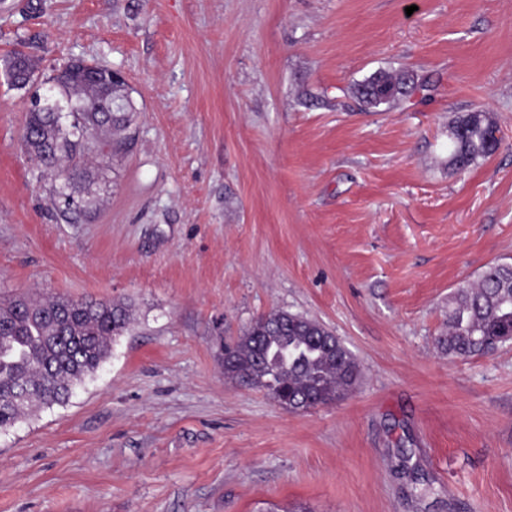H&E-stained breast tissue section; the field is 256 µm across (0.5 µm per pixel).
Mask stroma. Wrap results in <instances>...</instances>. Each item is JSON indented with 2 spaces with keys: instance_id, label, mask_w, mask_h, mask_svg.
I'll list each match as a JSON object with an SVG mask.
<instances>
[{
  "instance_id": "stroma-1",
  "label": "stroma",
  "mask_w": 512,
  "mask_h": 512,
  "mask_svg": "<svg viewBox=\"0 0 512 512\" xmlns=\"http://www.w3.org/2000/svg\"><path fill=\"white\" fill-rule=\"evenodd\" d=\"M17 49L40 77L0 73V297L135 321L0 432V512H512V345L438 348L455 289L512 263V0H0ZM71 59L136 109L76 218L22 139ZM400 68L416 88L363 110L354 84ZM476 111L502 144L459 171ZM274 310L352 351L351 394L292 413L225 380L221 343Z\"/></svg>"
}]
</instances>
